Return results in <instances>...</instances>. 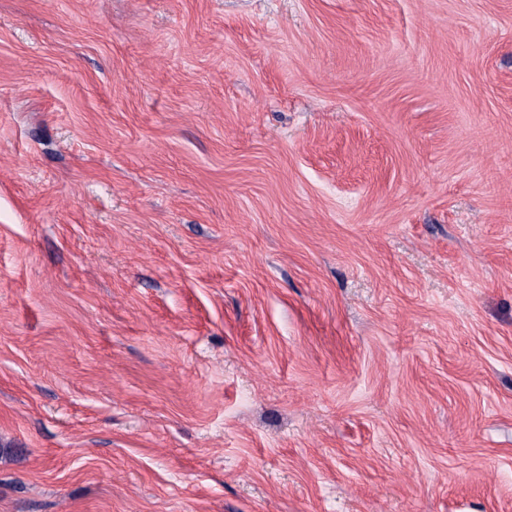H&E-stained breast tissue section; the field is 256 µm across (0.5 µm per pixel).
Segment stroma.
<instances>
[{
    "mask_svg": "<svg viewBox=\"0 0 512 512\" xmlns=\"http://www.w3.org/2000/svg\"><path fill=\"white\" fill-rule=\"evenodd\" d=\"M0 512H512V0H0Z\"/></svg>",
    "mask_w": 512,
    "mask_h": 512,
    "instance_id": "obj_1",
    "label": "stroma"
}]
</instances>
